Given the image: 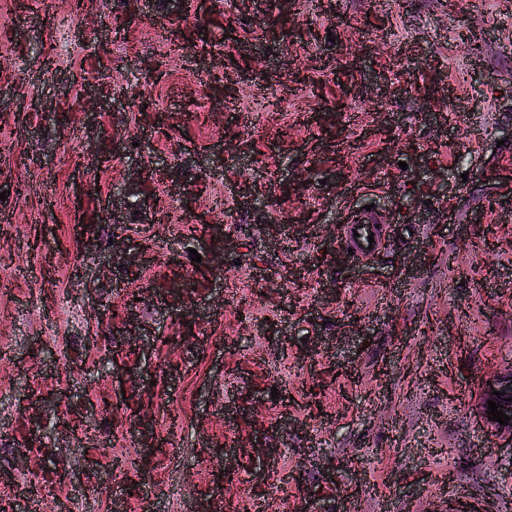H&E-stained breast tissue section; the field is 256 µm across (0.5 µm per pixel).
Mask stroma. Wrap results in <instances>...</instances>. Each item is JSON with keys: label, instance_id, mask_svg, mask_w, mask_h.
<instances>
[{"label": "stroma", "instance_id": "obj_1", "mask_svg": "<svg viewBox=\"0 0 512 512\" xmlns=\"http://www.w3.org/2000/svg\"><path fill=\"white\" fill-rule=\"evenodd\" d=\"M315 2L0 0V512H512V0ZM341 224V241L346 249L352 248L354 257L363 258L377 253L385 243L386 224L384 217L374 211L347 213ZM357 231L359 237L354 236ZM374 233L372 248L368 236Z\"/></svg>", "mask_w": 512, "mask_h": 512}]
</instances>
